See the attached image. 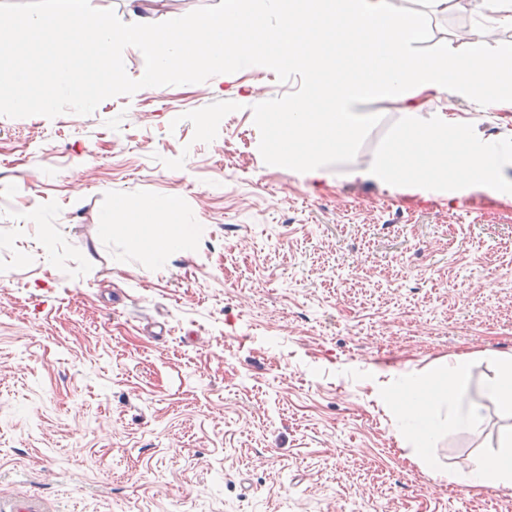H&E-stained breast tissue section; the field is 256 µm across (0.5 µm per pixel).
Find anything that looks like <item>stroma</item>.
<instances>
[{
  "label": "stroma",
  "mask_w": 512,
  "mask_h": 512,
  "mask_svg": "<svg viewBox=\"0 0 512 512\" xmlns=\"http://www.w3.org/2000/svg\"><path fill=\"white\" fill-rule=\"evenodd\" d=\"M220 0H90L126 23ZM457 0L430 45L512 42ZM145 87L89 115L0 116V498L47 512H512V492L439 480L398 435L390 393L459 357L479 429L446 428L438 468L494 456L512 424L485 391L512 359V202L446 200L264 163L255 99L299 79L240 70ZM422 112L485 133L512 104L452 93ZM353 160L400 118L394 101ZM165 196L194 234L162 265L104 222ZM54 230L58 261L41 247Z\"/></svg>",
  "instance_id": "obj_1"
}]
</instances>
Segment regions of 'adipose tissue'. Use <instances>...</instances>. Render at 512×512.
<instances>
[{
  "label": "adipose tissue",
  "instance_id": "1",
  "mask_svg": "<svg viewBox=\"0 0 512 512\" xmlns=\"http://www.w3.org/2000/svg\"><path fill=\"white\" fill-rule=\"evenodd\" d=\"M112 213L121 218L124 227L149 251L157 265L182 248L192 221L188 211H176L173 202L162 196L135 205L116 201ZM469 383V363L458 358L433 370L424 381L408 379L398 385L391 406L400 434L411 444L420 462H428V451L441 435L446 421L473 429L481 425L480 405L462 402ZM498 448L495 459L475 457L468 472L458 475V482L479 491H511V427L500 432Z\"/></svg>",
  "mask_w": 512,
  "mask_h": 512
}]
</instances>
